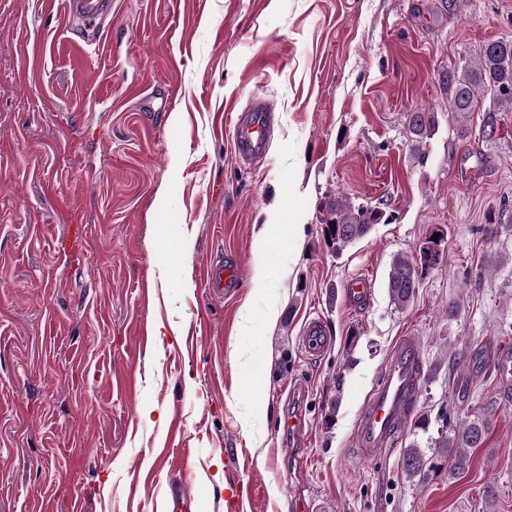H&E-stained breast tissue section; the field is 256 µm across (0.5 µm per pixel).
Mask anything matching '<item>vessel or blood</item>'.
<instances>
[{"instance_id": "obj_1", "label": "vessel or blood", "mask_w": 512, "mask_h": 512, "mask_svg": "<svg viewBox=\"0 0 512 512\" xmlns=\"http://www.w3.org/2000/svg\"><path fill=\"white\" fill-rule=\"evenodd\" d=\"M69 16L82 20L87 30L84 43L96 42L104 15V0H67ZM272 127V109L263 99L236 113L233 140L236 157L244 162L260 160L266 153ZM83 225H71L56 242L58 251L66 254L82 252L86 244ZM240 267L223 268L209 265L203 270L206 288L229 291L241 285ZM333 338L317 318L305 322L301 348L307 357L315 359L327 351ZM421 351L416 337H402L392 348L375 388L365 401L357 424L358 457L365 460L381 458L397 443L406 428L419 391ZM194 493L185 482L170 483L162 497L163 512H193Z\"/></svg>"}]
</instances>
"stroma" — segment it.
<instances>
[{
  "instance_id": "obj_1",
  "label": "stroma",
  "mask_w": 512,
  "mask_h": 512,
  "mask_svg": "<svg viewBox=\"0 0 512 512\" xmlns=\"http://www.w3.org/2000/svg\"><path fill=\"white\" fill-rule=\"evenodd\" d=\"M64 2L0 0V512H159L181 456L195 512H224L228 483L255 485L244 512H512V404L485 362L512 351V108L484 130L441 80L512 37V0H112L91 45ZM257 97L274 126L249 166L217 119ZM420 109L436 131L417 149ZM337 196L395 219L335 253L319 221ZM270 223L285 233L260 235ZM71 224L88 229L74 262L54 249ZM436 231L443 261L395 308L394 256ZM210 262L240 263L244 286L204 288ZM313 317L333 338L317 359ZM403 336L422 354L413 416L501 400L463 474L408 429L355 458ZM288 415L299 435L279 432ZM413 443L427 478L404 472ZM412 145L418 149L423 140L430 138L436 129L434 113L411 112L408 122ZM333 343L323 322L317 318L307 320L303 326L301 349L311 359L319 358Z\"/></svg>"
}]
</instances>
